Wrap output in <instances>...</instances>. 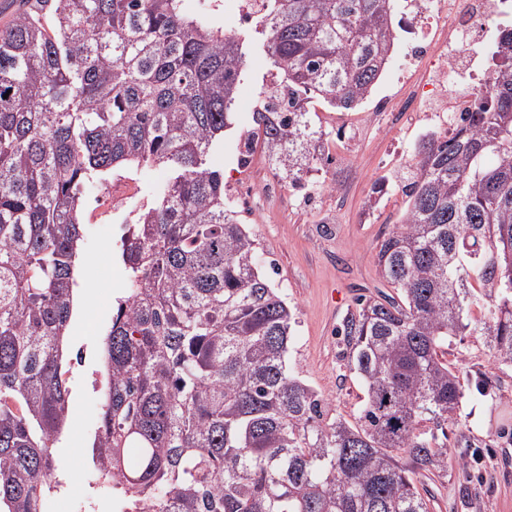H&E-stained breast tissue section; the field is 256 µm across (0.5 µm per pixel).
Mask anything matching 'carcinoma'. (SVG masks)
<instances>
[{"label": "carcinoma", "instance_id": "obj_1", "mask_svg": "<svg viewBox=\"0 0 512 512\" xmlns=\"http://www.w3.org/2000/svg\"><path fill=\"white\" fill-rule=\"evenodd\" d=\"M0 26V512H41L70 405L82 187L118 168L167 180L121 238L131 288L112 310L92 462L158 512H430L422 476L456 462L461 397L442 348L484 336L512 366V26L492 83L401 180L402 228L376 263L391 292L339 334L366 400L325 421L288 364L295 311L260 269L209 154L231 125L240 43L184 0H23ZM278 83L248 137L291 187L323 138L308 103L363 102L392 53L393 0H270ZM486 321L471 322L477 297ZM431 427H426V424Z\"/></svg>", "mask_w": 512, "mask_h": 512}]
</instances>
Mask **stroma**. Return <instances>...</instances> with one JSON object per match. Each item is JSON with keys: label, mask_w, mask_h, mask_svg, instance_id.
<instances>
[{"label": "stroma", "mask_w": 512, "mask_h": 512, "mask_svg": "<svg viewBox=\"0 0 512 512\" xmlns=\"http://www.w3.org/2000/svg\"><path fill=\"white\" fill-rule=\"evenodd\" d=\"M188 13L207 15L215 27L242 45L245 62L238 81L233 124L214 161L224 170V193L233 199L244 183L258 186L273 175L261 147L249 146L252 113L271 79L261 21L232 24L216 0H186ZM312 106L329 151L312 190L292 188L253 205L237 207L241 223L258 241L262 269L297 310L289 361L326 400L329 419L355 422L365 388L351 369L337 329L359 297L376 296L382 283L375 255L383 238L397 231L406 211L401 186L384 195L373 188L385 175L415 164L423 137L432 133L435 113L413 120L383 116L370 103L339 111L317 99ZM137 196L115 210L102 197L103 180L82 190L83 236L75 270L73 317L65 340L71 365V406L62 440L54 450L63 482L58 495L67 512L92 501L94 512H114L112 488L91 464V447L103 412V390L93 377L103 371V339L112 306L125 295L127 272L119 256L120 236L133 223L154 188L166 177L162 167L125 169ZM458 376L462 398L457 423L448 430L456 458L443 479L425 481L431 512H512V366L494 361L484 337L455 336L444 348Z\"/></svg>", "instance_id": "1"}]
</instances>
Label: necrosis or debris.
<instances>
[{
    "mask_svg": "<svg viewBox=\"0 0 512 512\" xmlns=\"http://www.w3.org/2000/svg\"><path fill=\"white\" fill-rule=\"evenodd\" d=\"M398 32L392 35L397 75L423 69L411 96L375 95L377 112H424L430 98L456 126L475 94L491 83L486 50L500 25L512 17V0H399Z\"/></svg>",
    "mask_w": 512,
    "mask_h": 512,
    "instance_id": "necrosis-or-debris-1",
    "label": "necrosis or debris"
}]
</instances>
